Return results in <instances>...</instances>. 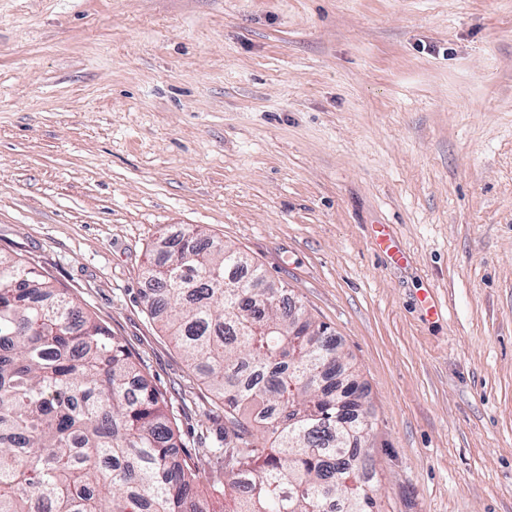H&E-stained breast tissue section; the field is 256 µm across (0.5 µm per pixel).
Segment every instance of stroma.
<instances>
[{"label":"stroma","mask_w":512,"mask_h":512,"mask_svg":"<svg viewBox=\"0 0 512 512\" xmlns=\"http://www.w3.org/2000/svg\"><path fill=\"white\" fill-rule=\"evenodd\" d=\"M183 225L330 326L382 512H512V0H0V253L128 347L205 486L224 409L142 298Z\"/></svg>","instance_id":"35a3bbf8"}]
</instances>
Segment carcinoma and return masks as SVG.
<instances>
[{
    "label": "carcinoma",
    "mask_w": 512,
    "mask_h": 512,
    "mask_svg": "<svg viewBox=\"0 0 512 512\" xmlns=\"http://www.w3.org/2000/svg\"><path fill=\"white\" fill-rule=\"evenodd\" d=\"M144 277L151 314L224 405V478L200 488L165 396L114 336L0 255V512H381L360 471L373 422L336 344L290 335L284 289L187 227Z\"/></svg>",
    "instance_id": "carcinoma-1"
}]
</instances>
